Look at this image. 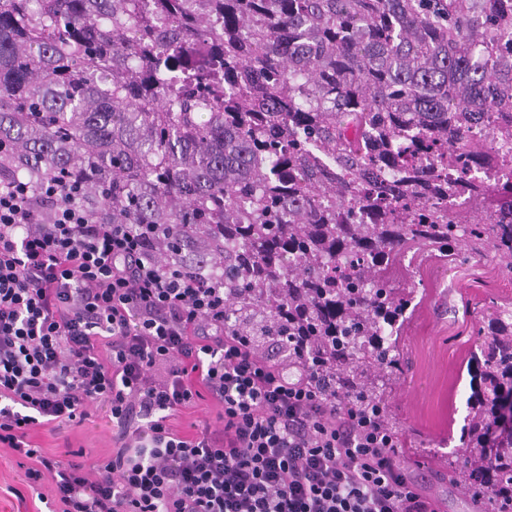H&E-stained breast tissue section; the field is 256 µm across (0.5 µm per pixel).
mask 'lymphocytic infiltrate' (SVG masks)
Here are the masks:
<instances>
[{"label":"lymphocytic infiltrate","instance_id":"lymphocytic-infiltrate-1","mask_svg":"<svg viewBox=\"0 0 512 512\" xmlns=\"http://www.w3.org/2000/svg\"><path fill=\"white\" fill-rule=\"evenodd\" d=\"M92 167L0 184V446L57 512H441L317 374L224 332V290L159 262L157 224L91 220ZM220 409L193 433L197 400ZM105 407L112 450L95 461L36 448L30 432ZM218 412L219 408L210 400H199L193 407L174 420V425L182 431L193 432L192 424H200L205 420L215 422Z\"/></svg>","mask_w":512,"mask_h":512}]
</instances>
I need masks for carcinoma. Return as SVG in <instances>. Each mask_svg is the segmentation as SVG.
Instances as JSON below:
<instances>
[{
	"label": "carcinoma",
	"instance_id": "obj_1",
	"mask_svg": "<svg viewBox=\"0 0 512 512\" xmlns=\"http://www.w3.org/2000/svg\"><path fill=\"white\" fill-rule=\"evenodd\" d=\"M512 0H0V141L8 180L95 164L85 199L122 224H184L224 330L386 403L413 248L512 281V186L490 221L454 223L448 144L491 108L512 121ZM477 345L459 474L512 486V301ZM508 444L488 455L487 428Z\"/></svg>",
	"mask_w": 512,
	"mask_h": 512
}]
</instances>
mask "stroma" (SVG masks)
Masks as SVG:
<instances>
[{"mask_svg":"<svg viewBox=\"0 0 512 512\" xmlns=\"http://www.w3.org/2000/svg\"><path fill=\"white\" fill-rule=\"evenodd\" d=\"M423 265L387 408L402 435L400 459L412 477L443 512H476L457 502L448 458L463 442L474 392L469 354L487 329L482 316L508 292L491 268L474 260L460 267L435 259ZM31 439L59 457L70 449L92 460L112 448V432L96 410L82 424L57 433L35 429ZM21 476L17 457L0 447V512H48L32 494L26 507H19L14 490L21 487Z\"/></svg>","mask_w":512,"mask_h":512,"instance_id":"35a3bbf8","label":"stroma"}]
</instances>
